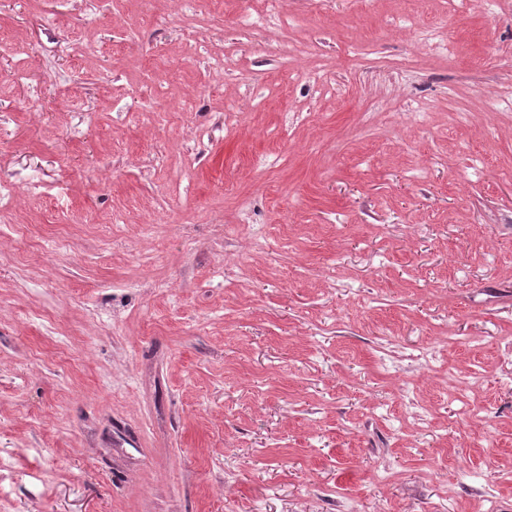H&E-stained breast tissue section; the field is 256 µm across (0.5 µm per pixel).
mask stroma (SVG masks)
Returning a JSON list of instances; mask_svg holds the SVG:
<instances>
[{
  "label": "stroma",
  "instance_id": "obj_1",
  "mask_svg": "<svg viewBox=\"0 0 512 512\" xmlns=\"http://www.w3.org/2000/svg\"><path fill=\"white\" fill-rule=\"evenodd\" d=\"M263 7L0 0V512H512V0ZM408 23L414 32L418 33L420 40L432 51L448 56L452 54L454 46L448 41L447 32L442 27H424L415 19H409Z\"/></svg>",
  "mask_w": 512,
  "mask_h": 512
}]
</instances>
